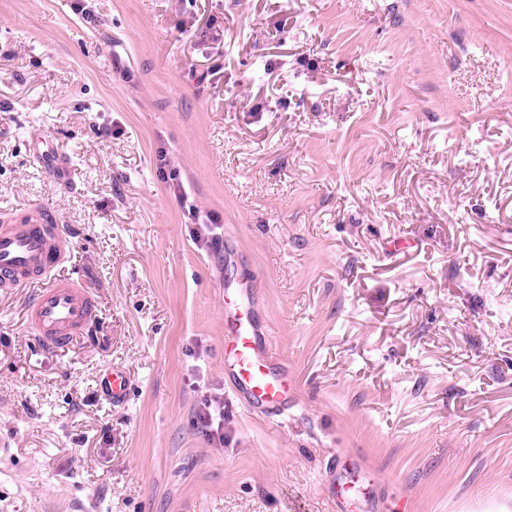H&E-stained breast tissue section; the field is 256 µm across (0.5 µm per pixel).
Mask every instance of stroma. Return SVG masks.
<instances>
[{"mask_svg":"<svg viewBox=\"0 0 512 512\" xmlns=\"http://www.w3.org/2000/svg\"><path fill=\"white\" fill-rule=\"evenodd\" d=\"M33 208L98 308L50 354L0 294V512H336L335 456L380 512H512V0H0V223ZM246 273L277 422L224 383ZM101 386L112 397V404L123 403L130 387L127 374L123 370L114 367L103 375Z\"/></svg>","mask_w":512,"mask_h":512,"instance_id":"stroma-1","label":"stroma"}]
</instances>
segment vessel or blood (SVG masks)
<instances>
[{"mask_svg":"<svg viewBox=\"0 0 512 512\" xmlns=\"http://www.w3.org/2000/svg\"><path fill=\"white\" fill-rule=\"evenodd\" d=\"M69 248L63 226L50 223L41 213L0 226V290L35 286L25 318L37 340L49 350L70 345L88 327L95 309L93 296L79 287L77 279L54 273ZM258 305V290L252 281L224 291V374L238 405L276 420L293 408L295 385L273 349ZM101 385L113 403L125 401L129 379L123 370L106 372Z\"/></svg>","mask_w":512,"mask_h":512,"instance_id":"b4317fda","label":"vessel or blood"}]
</instances>
